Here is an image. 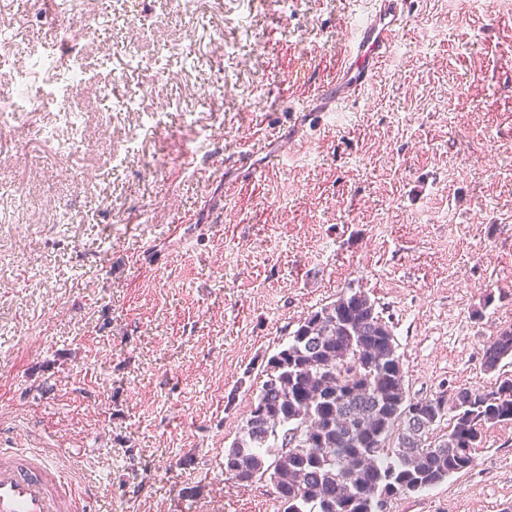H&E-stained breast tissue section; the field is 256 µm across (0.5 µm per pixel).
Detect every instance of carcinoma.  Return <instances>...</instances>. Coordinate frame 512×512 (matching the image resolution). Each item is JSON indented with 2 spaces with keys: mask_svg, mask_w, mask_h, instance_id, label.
Here are the masks:
<instances>
[{
  "mask_svg": "<svg viewBox=\"0 0 512 512\" xmlns=\"http://www.w3.org/2000/svg\"><path fill=\"white\" fill-rule=\"evenodd\" d=\"M512 358V328L481 366ZM448 421L434 442L433 427ZM512 424V376L412 398L393 322L349 288L299 322L267 361L246 423L224 451L241 486L270 483L280 512H378L389 500L470 472L489 428Z\"/></svg>",
  "mask_w": 512,
  "mask_h": 512,
  "instance_id": "1",
  "label": "carcinoma"
}]
</instances>
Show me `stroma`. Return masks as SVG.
Returning a JSON list of instances; mask_svg holds the SVG:
<instances>
[{"mask_svg":"<svg viewBox=\"0 0 512 512\" xmlns=\"http://www.w3.org/2000/svg\"><path fill=\"white\" fill-rule=\"evenodd\" d=\"M374 0H83L78 149L0 127V448L69 449L91 512H279L224 451L261 372L345 288L395 325L414 398L485 385L512 327V13L414 0L355 98L318 112ZM73 15L8 0L0 96ZM153 61L152 71L136 59ZM389 512H512V424ZM507 358H512V328L503 330L484 345L481 366L485 372L493 373Z\"/></svg>","mask_w":512,"mask_h":512,"instance_id":"obj_1","label":"stroma"}]
</instances>
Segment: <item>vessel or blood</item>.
<instances>
[{
	"instance_id": "vessel-or-blood-1",
	"label": "vessel or blood",
	"mask_w": 512,
	"mask_h": 512,
	"mask_svg": "<svg viewBox=\"0 0 512 512\" xmlns=\"http://www.w3.org/2000/svg\"><path fill=\"white\" fill-rule=\"evenodd\" d=\"M410 13L408 0H375L367 20L355 27L335 83L324 96L348 100L391 51ZM71 457L28 448H0V512H86L88 500L65 481Z\"/></svg>"
}]
</instances>
